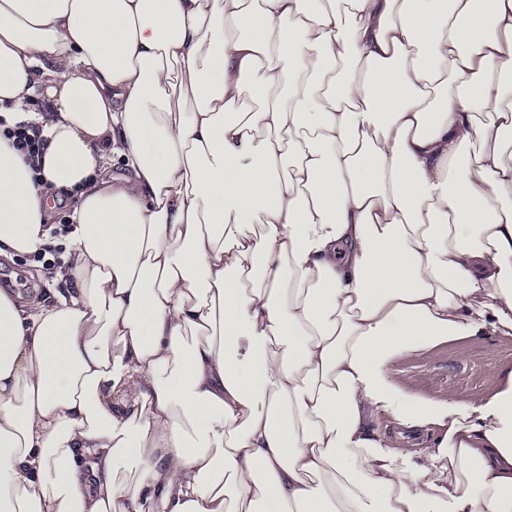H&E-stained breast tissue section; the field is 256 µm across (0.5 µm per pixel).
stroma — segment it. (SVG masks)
<instances>
[{"label":"stroma","instance_id":"1","mask_svg":"<svg viewBox=\"0 0 512 512\" xmlns=\"http://www.w3.org/2000/svg\"><path fill=\"white\" fill-rule=\"evenodd\" d=\"M62 268H51L30 257H0V289L27 298L50 299L56 290L70 287ZM512 370V333L481 336L410 354L391 368L398 386L436 400L455 397L479 404L495 395L507 371Z\"/></svg>","mask_w":512,"mask_h":512}]
</instances>
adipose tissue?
<instances>
[{"label":"adipose tissue","instance_id":"adipose-tissue-1","mask_svg":"<svg viewBox=\"0 0 512 512\" xmlns=\"http://www.w3.org/2000/svg\"><path fill=\"white\" fill-rule=\"evenodd\" d=\"M1 117L0 255L74 286L0 291V512H512V372L390 376L512 329V0H0ZM5 136L12 140V146L16 151L32 161V169L35 174H41L45 140L41 138L39 130L23 124L17 126L15 130L7 129ZM509 370L512 333L488 331L410 354L392 366L391 377L398 386L436 400L448 399L450 391L458 400L480 404L500 390ZM387 426V432L389 434H396L399 430H403L393 425L390 421H385ZM430 428H415L410 431L403 430L404 434L402 438L397 439V445L399 449L406 454H415L421 451L423 448H427L428 444L431 442V432Z\"/></svg>","mask_w":512,"mask_h":512}]
</instances>
